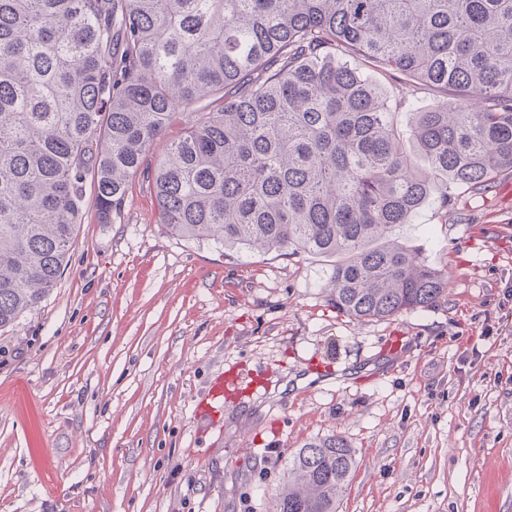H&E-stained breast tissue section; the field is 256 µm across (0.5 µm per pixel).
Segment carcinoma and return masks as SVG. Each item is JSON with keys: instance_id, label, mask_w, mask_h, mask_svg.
<instances>
[{"instance_id": "obj_1", "label": "carcinoma", "mask_w": 512, "mask_h": 512, "mask_svg": "<svg viewBox=\"0 0 512 512\" xmlns=\"http://www.w3.org/2000/svg\"><path fill=\"white\" fill-rule=\"evenodd\" d=\"M354 57L439 103L402 134ZM90 172L102 224L140 176L185 240L336 258L353 319L434 306L448 277L386 237L512 173V0H0V330L67 267ZM356 468L304 444L275 512H337Z\"/></svg>"}]
</instances>
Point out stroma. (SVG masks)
<instances>
[{
	"label": "stroma",
	"instance_id": "1",
	"mask_svg": "<svg viewBox=\"0 0 512 512\" xmlns=\"http://www.w3.org/2000/svg\"><path fill=\"white\" fill-rule=\"evenodd\" d=\"M383 85L400 128L434 102ZM392 237L448 297L359 322L331 259L184 240L139 178L102 224L86 184L62 277L0 331V512H273L332 434L338 512H512V176Z\"/></svg>",
	"mask_w": 512,
	"mask_h": 512
}]
</instances>
